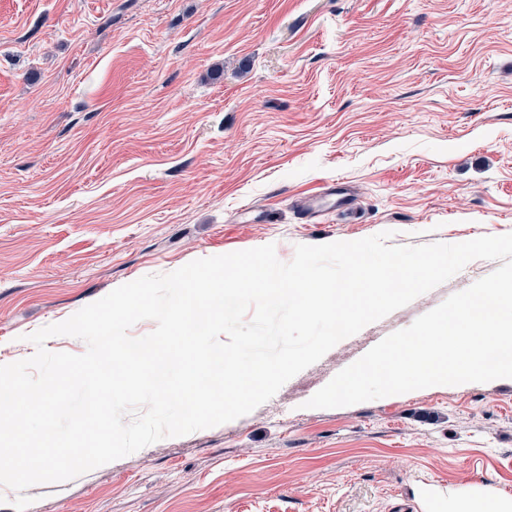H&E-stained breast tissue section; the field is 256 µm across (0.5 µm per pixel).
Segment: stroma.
<instances>
[{"instance_id": "35a3bbf8", "label": "stroma", "mask_w": 512, "mask_h": 512, "mask_svg": "<svg viewBox=\"0 0 512 512\" xmlns=\"http://www.w3.org/2000/svg\"><path fill=\"white\" fill-rule=\"evenodd\" d=\"M348 183L323 217L322 186ZM512 233V0H0V365L117 287L275 244ZM497 267L363 328L380 342ZM249 414L57 484L26 512H392L512 498V379ZM425 508L426 511H435L440 507L448 504V512H480V511H493V512H510L512 510L511 500L496 501L489 507H479L470 498L466 496L456 497L455 499L447 500V495L443 491H436L431 489L426 494Z\"/></svg>"}]
</instances>
